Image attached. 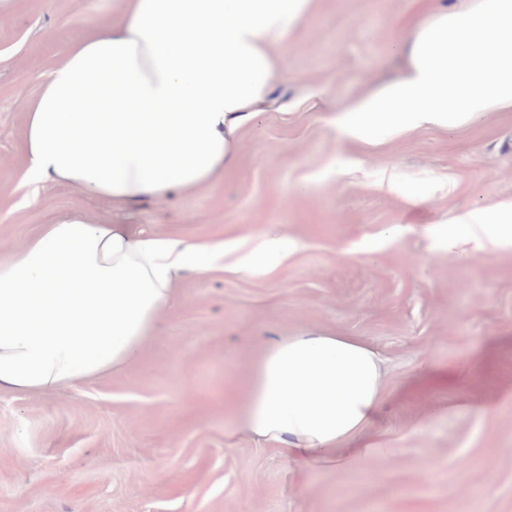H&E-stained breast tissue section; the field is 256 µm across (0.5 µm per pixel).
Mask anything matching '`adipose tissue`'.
Segmentation results:
<instances>
[{"label":"adipose tissue","mask_w":512,"mask_h":512,"mask_svg":"<svg viewBox=\"0 0 512 512\" xmlns=\"http://www.w3.org/2000/svg\"><path fill=\"white\" fill-rule=\"evenodd\" d=\"M396 45L399 76L336 119L366 141L424 125L455 126L512 109V0H421ZM315 0H126L48 70L26 113V178L124 204L213 184L241 130L270 107L276 50ZM449 252L512 249V199L470 210L441 236ZM224 264L223 244L97 224L75 211L23 247H0V392L50 395L131 364L159 313L177 308L182 273ZM380 356L349 336H284L257 361L238 431L305 464L355 466L378 454L340 448L369 423Z\"/></svg>","instance_id":"adipose-tissue-1"}]
</instances>
